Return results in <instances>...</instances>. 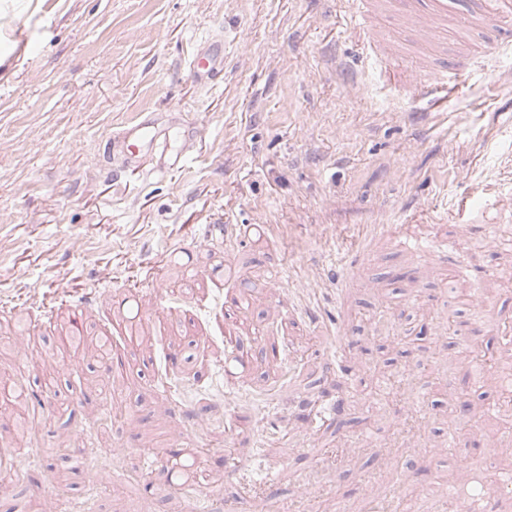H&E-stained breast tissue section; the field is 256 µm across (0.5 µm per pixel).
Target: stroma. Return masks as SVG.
<instances>
[{
	"instance_id": "1",
	"label": "stroma",
	"mask_w": 512,
	"mask_h": 512,
	"mask_svg": "<svg viewBox=\"0 0 512 512\" xmlns=\"http://www.w3.org/2000/svg\"><path fill=\"white\" fill-rule=\"evenodd\" d=\"M353 9L352 0H0V316L51 337L43 311L83 300L80 326L94 336L102 315L135 322L154 287L170 323L162 344L128 350L127 416L96 433L80 467L57 451L102 408L85 385L101 380L100 365L59 375L42 397L41 440L26 450L38 475L0 482V512L20 500L34 512L51 468L62 512H364L370 490L396 512H432L450 483L486 485L512 471L478 444L501 430L482 413L496 392L469 363L447 361L468 347L512 358L498 334L512 321V213L478 206L512 194V16L458 0L430 47L402 26L401 0L370 18L402 66L424 72L467 66L485 43L501 44L483 73L428 109L403 77L387 83L364 66L348 34ZM226 38L245 40L247 55L229 52L201 84L191 55ZM352 80L363 96L347 94ZM143 112L159 121L157 153L175 156L193 129L181 168L139 173L109 152L112 135ZM408 139L419 144L411 156ZM459 220L478 230L455 242ZM210 224L223 225L229 244L197 252L194 237ZM257 224L279 233L262 236ZM488 224L505 241L492 254ZM404 235L453 242L461 261L429 263L398 246ZM476 264L501 272L480 312L455 295ZM274 276L281 289L269 288ZM243 290L250 314L226 310L225 295ZM383 313L394 328L380 334ZM345 324L349 335L320 333ZM273 346L291 368L282 385L263 377ZM345 356L379 371H341ZM162 361L198 373L208 398L153 391ZM452 389L477 409L472 422L449 405ZM245 393L263 410L235 404ZM191 414L213 424L209 456L167 444ZM452 433L459 444L447 456L419 457L416 482L399 480L404 443L430 448ZM115 442L128 450L126 477L94 487ZM186 480L197 482L195 497L180 496ZM306 482L313 499L296 500Z\"/></svg>"
}]
</instances>
